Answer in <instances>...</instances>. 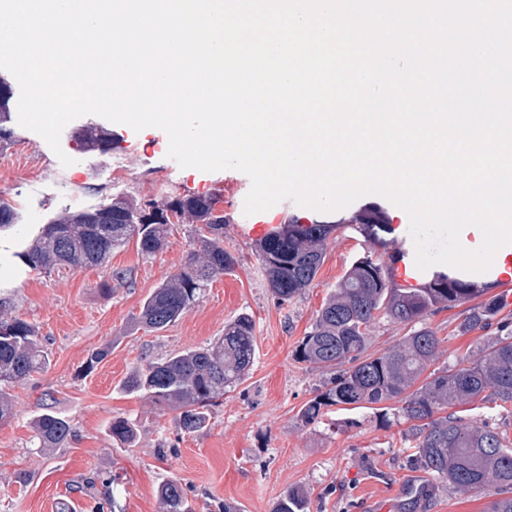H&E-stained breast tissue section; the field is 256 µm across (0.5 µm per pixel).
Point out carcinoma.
<instances>
[{
    "label": "carcinoma",
    "instance_id": "carcinoma-1",
    "mask_svg": "<svg viewBox=\"0 0 512 512\" xmlns=\"http://www.w3.org/2000/svg\"><path fill=\"white\" fill-rule=\"evenodd\" d=\"M11 85L0 78V146L12 141ZM73 140L86 152L112 149V133L99 124L78 128ZM19 213L0 200V228L17 223ZM195 225L193 250L168 281L145 300L139 322L159 330L175 322L204 294L209 282L231 269L236 257L224 249V208L217 195L175 196L162 204L117 194L108 203L69 212L44 225L22 254L33 270L59 266L85 268L104 264L112 251L135 237L141 250L162 247L171 224ZM366 237L378 241L389 229L377 207L361 209L351 220ZM337 224H304L294 217L275 227L255 245L268 287L285 303L300 296L314 281ZM473 282L436 274L422 288H398L393 269L372 257L354 262L337 283L296 349L300 362L342 370L324 390L301 409L305 423H313L328 406L347 409L400 400L397 416L409 423L406 439L414 443L424 470L468 492L500 495L488 512H512V447L486 422L466 420L453 408L478 399L512 405V332L489 341L482 356L467 363L436 367L442 351L435 333L419 327L380 355L367 354L370 328L380 316L394 323H418L432 309L452 308L480 294ZM495 298L470 309L460 327L465 332L485 329L498 315ZM255 324L248 314L224 327V336L204 347H191L130 375L126 389L142 395L158 408L177 411L178 427L196 434L209 425V407L235 387L254 359ZM49 362L36 327L22 319H0V424L9 422L13 406L4 389L26 381ZM450 413L443 414V411ZM33 438L44 450L61 447L72 433L70 423L50 412L31 422ZM112 437L133 441L135 424L126 418L112 422ZM156 496L162 512H195L182 484H159ZM272 512H309L307 497L288 491Z\"/></svg>",
    "mask_w": 512,
    "mask_h": 512
}]
</instances>
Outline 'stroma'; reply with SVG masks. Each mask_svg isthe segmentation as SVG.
Returning <instances> with one entry per match:
<instances>
[{
	"label": "stroma",
	"mask_w": 512,
	"mask_h": 512,
	"mask_svg": "<svg viewBox=\"0 0 512 512\" xmlns=\"http://www.w3.org/2000/svg\"><path fill=\"white\" fill-rule=\"evenodd\" d=\"M74 124L61 135L72 158L62 166L37 133L16 127V139L0 151V198L19 212L12 228L0 231V318L36 325L48 366L9 390L15 416L0 425V512H159V483L179 480L197 512H271L288 490L307 492L310 512H409L416 493L427 496V512H484L489 496L460 491L419 464L405 440L403 420L382 425L373 409L324 408L318 422L305 424L301 408L333 374L297 361L294 350L337 282L359 258L391 263L415 261L409 223L394 222L386 247L379 248L348 228L367 206L391 212L392 204L367 195L346 208L319 212L285 200L251 215L244 201L250 178L235 169L203 172L169 158L161 129L134 131L112 124L117 146L101 154L80 150ZM125 193L139 200L217 194L224 207V247L236 266L213 279L199 301L171 325L156 331L139 325L144 300L175 273L194 249L192 227L175 226L163 247L150 255L137 241L113 251L93 268L31 270L21 255L43 224L68 211L109 202ZM336 225L325 259L310 288L282 305L272 295L247 234L251 224ZM466 305L429 313L423 324L441 341L442 363L479 358L482 347L512 328V305L496 325L462 331ZM255 323V356L243 380L211 410L208 427L181 434L176 413L129 393L132 371L222 336L240 314ZM107 356L87 368L99 349ZM54 412L73 432L61 448L45 452L32 440L30 421ZM132 419L137 438L126 444L110 435L113 419ZM115 479L117 508L104 506L101 491Z\"/></svg>",
	"instance_id": "1"
}]
</instances>
